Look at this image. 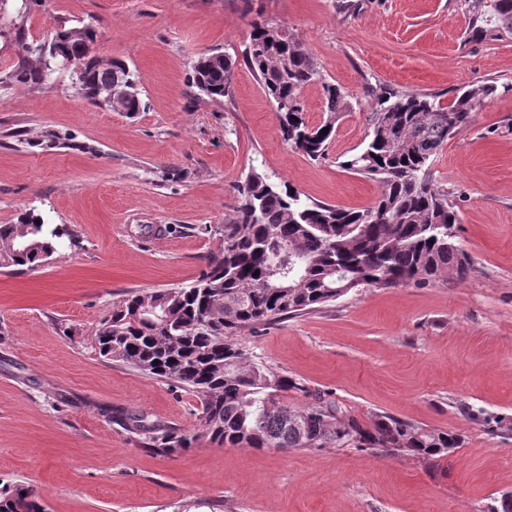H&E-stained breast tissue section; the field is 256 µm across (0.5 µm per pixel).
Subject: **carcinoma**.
Masks as SVG:
<instances>
[{
  "label": "carcinoma",
  "instance_id": "1",
  "mask_svg": "<svg viewBox=\"0 0 512 512\" xmlns=\"http://www.w3.org/2000/svg\"><path fill=\"white\" fill-rule=\"evenodd\" d=\"M467 38L484 40L512 32V0H469ZM23 56L8 74L19 84L48 77L44 42L28 43L18 32ZM95 36L77 31L58 45L57 61L75 58L79 93L96 103L109 85L137 81L120 59L91 55ZM243 64L277 109L283 139L312 161L324 158L345 105L343 91L323 83L326 117L305 120L302 93L321 79L318 63L280 26L256 23ZM237 59L199 56L191 87L219 100L231 93ZM498 91L478 81L457 91L448 104L435 97L387 88H367L377 99L363 147L341 167L376 181L380 193L364 208H343L313 199L256 170L237 187L239 203L224 224V248L211 256L192 283L133 292L112 309L96 332L99 354L155 379L191 390L201 399L202 432L186 436L155 425H135L142 444L175 456L203 437L219 446L247 448H344L435 460L460 447L453 432L427 429L389 415L364 422L302 382L270 371L252 359L238 336L337 300L362 284L393 287L432 283L447 271L465 277L471 262L452 231L458 214L431 173L434 156L464 127L472 113ZM329 128L330 133L321 130ZM56 224L25 213L0 224V267L33 270L62 245ZM155 303L165 322H149L139 310ZM308 399L291 404L282 393ZM0 512H44L29 487L17 484L0 495Z\"/></svg>",
  "mask_w": 512,
  "mask_h": 512
}]
</instances>
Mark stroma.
I'll use <instances>...</instances> for the list:
<instances>
[{"instance_id": "stroma-1", "label": "stroma", "mask_w": 512, "mask_h": 512, "mask_svg": "<svg viewBox=\"0 0 512 512\" xmlns=\"http://www.w3.org/2000/svg\"><path fill=\"white\" fill-rule=\"evenodd\" d=\"M41 0L19 16L0 0V224L26 211L68 244L33 270L0 268V488L23 484L46 512H493L512 493V32L467 38V0ZM288 28L322 82L303 91L306 120L325 117L322 84L345 106L325 159L286 143L245 65L232 93L197 96L193 61L238 56L253 23ZM92 25L95 55L124 60L146 103H89L70 71L7 82L15 37ZM489 80L496 96L432 162L471 260L465 278L364 285L241 335L280 376L331 393L352 415H390L462 438L436 461L356 448L287 451L200 438L194 392L104 359L95 332L127 294L186 285L224 245L251 169L326 203L360 208L376 182L341 168L377 104L367 88L438 96ZM196 436L158 456L127 421Z\"/></svg>"}]
</instances>
